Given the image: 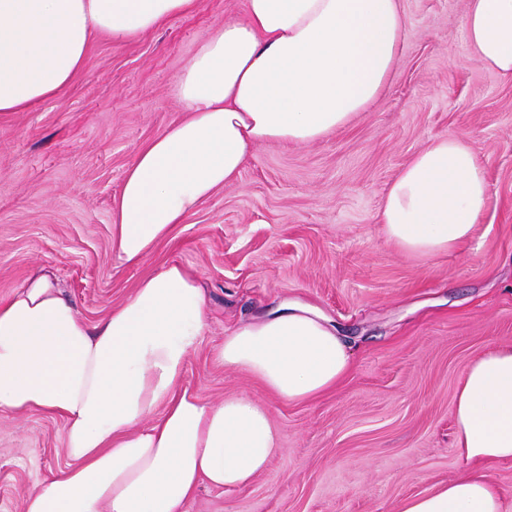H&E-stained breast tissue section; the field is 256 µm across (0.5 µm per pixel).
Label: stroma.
Returning a JSON list of instances; mask_svg holds the SVG:
<instances>
[{
    "label": "stroma",
    "mask_w": 512,
    "mask_h": 512,
    "mask_svg": "<svg viewBox=\"0 0 512 512\" xmlns=\"http://www.w3.org/2000/svg\"><path fill=\"white\" fill-rule=\"evenodd\" d=\"M245 0H196L140 39L103 36L51 99L0 112V297L50 273L89 323L178 259L206 289L209 329L185 383L219 402L265 403L280 451L248 487L202 490L187 512H399L470 468L453 446L467 367L512 347V80L473 60L465 0H403L405 47L383 94L307 145L265 143L232 184L177 225L140 266L112 259V201L139 150L181 119L177 74ZM441 136L485 166L489 206L460 250L398 251L379 210L411 156ZM285 298L318 307L353 353L336 388L271 397L216 350L227 328ZM60 420L0 417V512L68 465Z\"/></svg>",
    "instance_id": "stroma-1"
}]
</instances>
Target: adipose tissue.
Instances as JSON below:
<instances>
[{
  "mask_svg": "<svg viewBox=\"0 0 512 512\" xmlns=\"http://www.w3.org/2000/svg\"><path fill=\"white\" fill-rule=\"evenodd\" d=\"M196 0H0V112H22L67 87L91 40L129 43ZM473 58L512 79V0H467ZM405 40L402 0H245L174 81L185 113L127 168L112 204V257L139 265L177 224L267 142L305 145L344 127L389 84ZM488 205L486 170L460 138L416 152L391 182L379 220L401 252L458 249ZM208 329L196 269L178 260L139 281L89 324L45 273L0 299V414L62 422L73 464L37 482L23 512H186L201 486L236 491L280 449L264 403L209 402L183 387ZM225 367L275 398L309 401L351 371L326 318L288 299L227 331ZM455 446L474 463L512 459V348L473 361L454 399ZM400 512H505L471 472L405 498Z\"/></svg>",
  "mask_w": 512,
  "mask_h": 512,
  "instance_id": "1",
  "label": "adipose tissue"
}]
</instances>
